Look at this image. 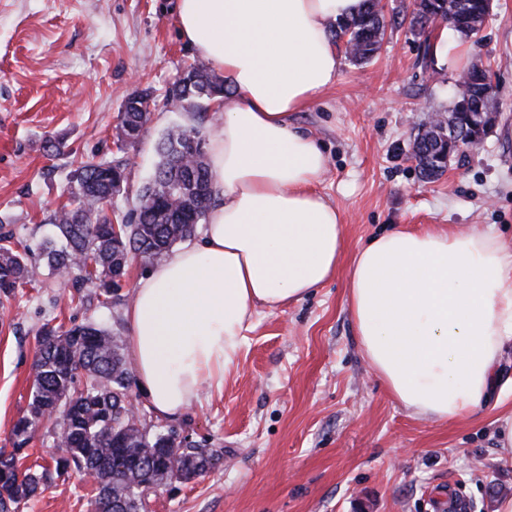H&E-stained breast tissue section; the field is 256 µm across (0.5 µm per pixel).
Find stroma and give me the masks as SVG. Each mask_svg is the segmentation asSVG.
I'll use <instances>...</instances> for the list:
<instances>
[{"label": "stroma", "instance_id": "obj_1", "mask_svg": "<svg viewBox=\"0 0 512 512\" xmlns=\"http://www.w3.org/2000/svg\"><path fill=\"white\" fill-rule=\"evenodd\" d=\"M415 0H388L391 22L374 58H343L331 88L297 123L328 155L318 191L344 216L339 271L302 302L259 308L247 344L222 389L175 420L154 416L138 384L129 395L143 426L171 427L209 449L210 468L150 493L146 512H448V494L470 512H495L512 497V462L495 448L494 411L452 423L412 416L364 360L347 308L357 250L398 227L446 224L499 233L512 244V0H494L478 39L452 63L425 55L440 26L412 34ZM175 0H0V235L37 249L54 232L48 218L67 203L79 161L129 160L125 190L112 200L123 222L154 175L157 144L172 127L209 133L215 112L172 108L166 90L201 58L180 36ZM496 75L500 117L476 151L452 158L434 181L409 158L422 125L448 107L464 62ZM148 91L150 121L135 145L118 148L125 99ZM111 304L94 285L72 302L70 276L43 272L37 285L0 298V448L26 410L37 335L44 323L94 322L125 337L133 281ZM44 490L23 512H91L95 486L71 470L49 429L26 449Z\"/></svg>", "mask_w": 512, "mask_h": 512}]
</instances>
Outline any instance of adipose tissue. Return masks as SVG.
I'll list each match as a JSON object with an SVG mask.
<instances>
[{"label": "adipose tissue", "instance_id": "ef3b65f1", "mask_svg": "<svg viewBox=\"0 0 512 512\" xmlns=\"http://www.w3.org/2000/svg\"><path fill=\"white\" fill-rule=\"evenodd\" d=\"M364 0H178L181 37L222 72L206 152L213 204L201 241L134 284L133 370L155 416L201 383L223 387L258 307L309 296L339 269L344 218L317 190L328 158L296 121L331 87L337 21ZM348 309L362 354L412 415L448 422L494 406L512 460V245L496 233L393 229L357 252Z\"/></svg>", "mask_w": 512, "mask_h": 512}]
</instances>
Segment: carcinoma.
I'll return each mask as SVG.
<instances>
[{
  "label": "carcinoma",
  "mask_w": 512,
  "mask_h": 512,
  "mask_svg": "<svg viewBox=\"0 0 512 512\" xmlns=\"http://www.w3.org/2000/svg\"><path fill=\"white\" fill-rule=\"evenodd\" d=\"M489 0H416L409 22L419 34L441 22L461 37H476L492 16ZM386 23L379 0H366L355 18L336 23L334 37L345 45L354 61L374 56L384 40ZM490 68L473 63L459 75L462 90L448 109L456 136L448 143L423 142L414 155L420 175L436 179L446 164L437 155L447 149L457 155L455 141L479 134L471 113L482 112L484 126L495 121L494 95L484 93ZM224 95V79L205 65H194L168 91L174 106L188 104L200 110L203 103ZM149 113L132 106L120 114L119 134L132 125L144 127ZM158 181L142 191L134 224H114L107 213L112 202L113 177L125 176L123 156L101 163H80L71 173V202L53 212L50 223L58 238L46 240L39 262H28L26 247L0 237V294L10 297L16 288L37 280L41 269L75 273L71 301L82 303V288L94 283L103 303L118 296L129 256L159 261L173 246L191 237L212 200L206 156L193 153L187 129L173 127L158 144ZM31 402L27 413L12 428L14 448L0 449V512H19L20 505L35 497L42 475L21 469L25 446L46 416L63 409L65 419L51 427L54 442L63 450L57 461L62 470L90 472L96 479L92 512H142L144 494L174 481H188L205 471L209 458L198 447L183 448V439L170 429L149 434L129 416V373L121 341L94 323L67 330L45 323L32 366Z\"/></svg>",
  "instance_id": "carcinoma-1"
}]
</instances>
